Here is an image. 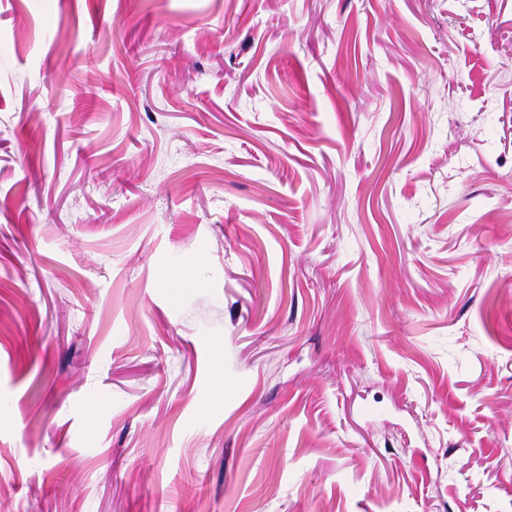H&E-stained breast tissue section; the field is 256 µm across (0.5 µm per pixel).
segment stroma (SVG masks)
<instances>
[{
    "mask_svg": "<svg viewBox=\"0 0 512 512\" xmlns=\"http://www.w3.org/2000/svg\"><path fill=\"white\" fill-rule=\"evenodd\" d=\"M0 512H512V0H0Z\"/></svg>",
    "mask_w": 512,
    "mask_h": 512,
    "instance_id": "1",
    "label": "stroma"
}]
</instances>
